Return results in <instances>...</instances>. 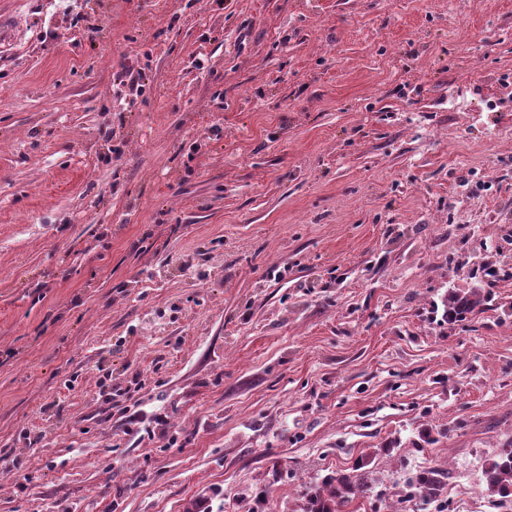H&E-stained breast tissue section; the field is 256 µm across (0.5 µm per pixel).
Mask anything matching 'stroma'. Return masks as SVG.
I'll return each instance as SVG.
<instances>
[{"instance_id": "obj_1", "label": "stroma", "mask_w": 512, "mask_h": 512, "mask_svg": "<svg viewBox=\"0 0 512 512\" xmlns=\"http://www.w3.org/2000/svg\"><path fill=\"white\" fill-rule=\"evenodd\" d=\"M511 238L512 0H0V512H512ZM488 296L482 288L468 291L448 290L444 299V313L442 321L448 325H455L481 311ZM507 448L510 449L504 450L498 457L490 458L483 467V480L487 491L502 498L512 495V461L507 459L509 453L512 454V440ZM356 467L351 472L336 471L305 495L304 512H342L367 492L366 472ZM449 478L448 471L438 467H426L409 479V485L414 486L422 498L434 499L441 494Z\"/></svg>"}]
</instances>
